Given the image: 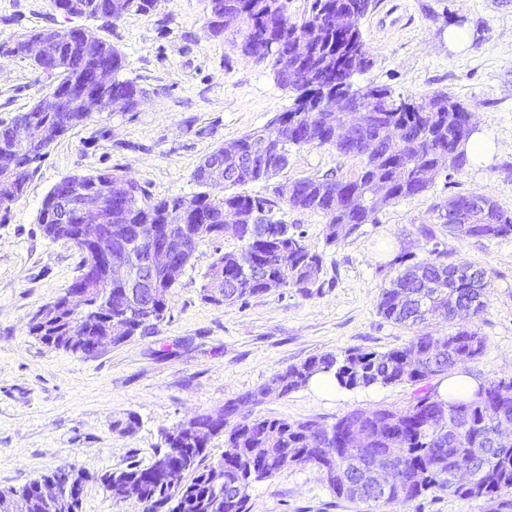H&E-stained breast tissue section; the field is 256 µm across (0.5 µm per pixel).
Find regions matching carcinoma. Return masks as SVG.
<instances>
[{
    "mask_svg": "<svg viewBox=\"0 0 512 512\" xmlns=\"http://www.w3.org/2000/svg\"><path fill=\"white\" fill-rule=\"evenodd\" d=\"M77 2L76 16L100 20L104 27L131 8L145 14L157 4V0H122L118 9L117 0ZM371 5L372 0H312L308 15L293 22L288 16V0H209L208 23L228 13L239 15L240 51L269 64L279 85L292 93V105L275 120L282 128V140L268 146L263 132L257 131L225 143L223 181L190 197L153 201L137 183H131L125 205L112 208V250L127 237L128 225L150 218L175 225L187 242L182 254L187 264L203 237L195 235L192 226H179L183 205L196 204L212 226L224 223V211L232 209L241 216L240 223L249 225L250 236L240 249L214 260L205 274L203 298L209 299L214 288L224 289L229 304L277 289L304 291L321 268L323 257L308 250L296 226L274 215L275 201L240 191L245 185L268 182L276 176L288 165L290 148L328 146L342 156L362 160L352 179L327 173L274 189L285 205L325 218L329 246L342 244L363 224L376 223L382 208L427 192L430 181L424 174L462 170L468 162L470 136L448 110L452 106L460 111L462 104L444 92L416 101L396 97L385 86L357 84V77L372 65L361 28ZM296 34L307 41L308 51L295 72L293 58L286 59L281 52ZM88 37L93 49L90 54L72 45L51 44L59 54L64 81L91 85L96 62L110 60L115 73L112 85L134 95L138 87L117 76L123 68L122 54L98 30H88ZM341 89H351L355 95L340 112L322 111V99ZM358 107L366 109L364 123L349 135L338 136L345 113ZM87 118L88 113L69 100L59 112H42L34 104L11 122L0 124V182L15 187L12 197L0 198V211H8L23 195L33 175L32 165L50 145ZM20 122L30 126L32 140L16 147L10 131ZM388 125L396 126L399 133L388 135L384 131ZM121 178L123 175L112 171L63 177L44 197L39 210L38 224L44 235L52 240L67 238L57 219L63 195L88 194L108 179ZM484 199L495 221L475 213L471 236L495 239L512 235V213L503 210L492 196ZM282 249L288 250L286 265L279 259ZM442 257L444 253L435 246L428 250V257L418 261L416 254L405 248L389 263V268L398 265L400 269L381 287L377 309L384 319L417 329L409 344L386 352H329L290 365L256 392L226 403L222 420H214L211 412L197 415V428L210 429L206 441H199L197 432L179 424L164 432L165 448L157 450L148 465L134 464L102 474L99 481L106 493L112 494L116 483L128 486L131 493L126 500L139 505L141 512H249L253 483L289 467L313 465L336 498L365 506L362 512H391L394 505L437 488L459 499H481L487 512H512V444L504 445L497 438L501 419L512 420V379L487 380L478 384L472 398L458 401L442 399L431 385L434 378L452 374L487 347L486 337L478 331L455 326L458 305L470 306L473 319L485 312L490 286L486 272L468 264H448ZM67 292L66 288L57 298L61 305L57 317L48 319L38 313L32 317L30 334L49 348L86 358L102 354L93 338L79 346L73 344L69 324L76 315L105 332L123 313L120 297L114 295L105 304L97 302L75 312L67 307ZM433 320L448 325L451 331L439 335L430 330ZM432 344V357L410 363L415 351ZM318 372L333 374L347 390L401 383L416 390L403 408L354 410L330 425L312 419L250 416L230 424L244 404L285 397L305 387ZM355 420L374 432L371 444L357 447L352 443L349 427ZM219 436L224 437V447L237 449L235 458L211 457L208 440ZM377 461L392 468V480L385 489L374 486L371 466ZM459 468L473 470L476 480L454 481L451 474ZM41 480L68 489L77 487L75 509L47 503L33 481L22 488L27 512H81L89 476L57 470Z\"/></svg>",
    "mask_w": 512,
    "mask_h": 512,
    "instance_id": "carcinoma-1",
    "label": "carcinoma"
}]
</instances>
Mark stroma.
Returning <instances> with one entry per match:
<instances>
[{
  "label": "stroma",
  "instance_id": "1",
  "mask_svg": "<svg viewBox=\"0 0 512 512\" xmlns=\"http://www.w3.org/2000/svg\"><path fill=\"white\" fill-rule=\"evenodd\" d=\"M362 31L373 64L359 84L388 87L416 98L445 92L475 114L478 132L494 144L492 157L462 171L438 173L428 192L386 206L374 224L335 248L325 245L322 215L280 204L277 217L296 225L310 251L323 254L307 291L273 290L233 304L204 300L205 274L237 239L202 240L167 296L151 333L107 348L95 358L47 348L29 332L33 315L78 275L80 255L65 240L44 236L41 203L63 177L112 170L132 178L154 199L199 192L193 174L218 146L272 130L292 103L269 66L241 54L236 28L207 30L209 0H159L145 14L117 21L104 39L124 56L121 78L147 91L132 110L93 113L34 163L28 187L0 214V489L22 488L62 467L89 474L82 512H139L109 497L100 475L147 465L164 431L185 419L222 409L256 391L278 371L323 353L388 351L409 344L413 330L377 312L386 278L380 266L411 245L418 258L431 246L447 262L484 269L488 307L474 323L488 346L468 362L477 379L512 377V237L449 235L438 204L459 193L488 194L512 212V0H373ZM49 0H0V43L31 31L67 26ZM464 29L458 48L451 30ZM51 84L29 58H0V122L26 111ZM361 161L329 147L292 148L272 181L247 185L272 196L275 186L324 173L350 179ZM431 227L435 243L418 230ZM415 388L375 385L336 399L301 388L254 406L257 416L328 424L356 410L401 407ZM138 426L124 432L128 417ZM250 512H359L337 500L320 470L291 467L254 483ZM394 512H486L483 500H462L434 489Z\"/></svg>",
  "mask_w": 512,
  "mask_h": 512
}]
</instances>
